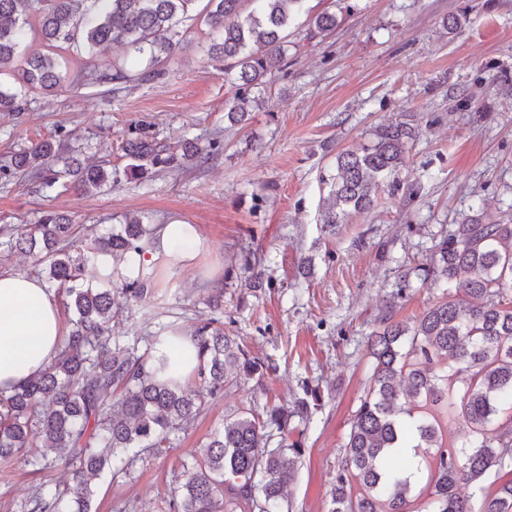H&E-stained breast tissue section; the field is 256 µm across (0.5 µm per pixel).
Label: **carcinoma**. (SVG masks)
I'll return each mask as SVG.
<instances>
[{
	"label": "carcinoma",
	"instance_id": "obj_1",
	"mask_svg": "<svg viewBox=\"0 0 512 512\" xmlns=\"http://www.w3.org/2000/svg\"><path fill=\"white\" fill-rule=\"evenodd\" d=\"M0 0V78L10 75L20 88L52 94L64 80L58 57H93L118 44L147 60L132 75L123 65L110 73L93 70L80 77L98 83L155 81L167 76L163 57L181 43L179 27L202 19L212 44L211 59L237 86L226 116L239 123L244 104L266 78L288 68V37L306 0ZM336 14L306 19L309 40L336 29ZM19 94L0 83V112H20ZM413 130L403 121L378 126L373 142L336 154V173L321 177L329 187L321 214L334 229L349 211L374 206L384 181L398 184L400 164ZM129 172L151 167L205 164L224 150L213 138L201 147L187 142L171 152L138 133L125 140ZM61 148L45 141L0 166V180L19 172L39 180L38 188L58 182L52 166ZM78 189L90 193L112 175L98 165L64 162ZM5 245L32 252L43 243L39 261L49 269L57 294L73 309V326L54 361L18 386L0 393V463L22 461L40 471L56 462L66 469L63 485L44 481L32 491L22 512H91L96 479L129 476L137 462L160 456L206 406L205 396L224 392L229 376L262 382L265 363L224 332V289L212 296L211 315L196 324L191 338L177 322L144 337L146 346H122L112 337V317L129 302L153 295L151 277L129 279L118 269L107 276L110 288L83 283L89 261L103 264L141 255L155 246L154 232L132 218L118 231L83 239L56 214L16 232L4 229ZM420 281H444L452 292L412 327L387 322L371 337L373 372L351 424L336 476L331 512H414L420 496L427 512H473L457 492L465 480L481 494L478 512H512V479L490 482L491 473L512 467V224H485L478 213L465 214L434 245L419 268ZM194 348L196 363L186 372L183 354ZM451 360L445 372L438 360ZM467 373L456 411L467 431L457 440L443 434L436 405L457 392V374ZM292 406L245 409L214 431L189 463H181L170 487L165 512H235L245 501L253 512H283L284 488L294 479V458L304 448L289 441L292 424L310 419L321 402L318 387L302 386ZM411 448L427 471L420 477L400 462Z\"/></svg>",
	"mask_w": 512,
	"mask_h": 512
}]
</instances>
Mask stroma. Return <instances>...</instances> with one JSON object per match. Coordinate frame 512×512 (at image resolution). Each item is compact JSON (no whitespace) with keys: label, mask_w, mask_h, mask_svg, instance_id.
<instances>
[{"label":"stroma","mask_w":512,"mask_h":512,"mask_svg":"<svg viewBox=\"0 0 512 512\" xmlns=\"http://www.w3.org/2000/svg\"><path fill=\"white\" fill-rule=\"evenodd\" d=\"M351 15L328 36L294 35L288 69L272 79L262 107L231 125L236 89L224 65L207 58L199 21L186 24L160 82L77 85L82 57L67 56L53 95L24 93V112L0 113V164L67 133L81 159L117 172L92 193L45 194L24 180L0 181V227L37 223L46 213L105 232L139 218L193 224L202 243L189 269H162L157 302H134L112 321L123 344L177 321L192 329L206 299L224 287V329L268 361L263 384L228 379L222 398L160 457L130 478L99 482L91 512H162L180 461L245 408L286 405L302 384L320 386L323 405L295 431L305 454L286 496L289 512H328L351 422L372 374L369 335L382 317L414 325L444 299L446 284L415 278L435 242L462 215L489 224L512 213V0H348ZM460 24L447 31L449 16ZM408 122L417 136L405 152L400 184L383 185L375 206L351 214L335 234L321 228L335 156L371 144L374 130ZM180 149L184 140L221 136L224 151L199 167L127 174L121 145L132 126ZM258 259L263 287H251L245 253ZM410 286L398 291L401 274ZM0 465V512H20L43 479Z\"/></svg>","instance_id":"1"}]
</instances>
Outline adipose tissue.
Segmentation results:
<instances>
[{
	"label": "adipose tissue",
	"mask_w": 512,
	"mask_h": 512,
	"mask_svg": "<svg viewBox=\"0 0 512 512\" xmlns=\"http://www.w3.org/2000/svg\"><path fill=\"white\" fill-rule=\"evenodd\" d=\"M200 242L193 225L168 224L155 250L126 257L119 269L133 279L162 256L172 269L181 270L189 266ZM63 338L60 310L44 283L33 277L0 273V391H10L44 370Z\"/></svg>",
	"instance_id": "obj_1"
}]
</instances>
